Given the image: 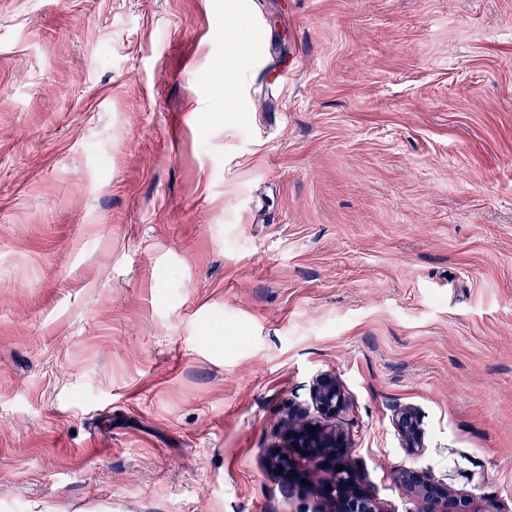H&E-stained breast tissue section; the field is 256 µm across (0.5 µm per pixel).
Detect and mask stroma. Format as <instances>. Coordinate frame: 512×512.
<instances>
[{"instance_id": "1", "label": "stroma", "mask_w": 512, "mask_h": 512, "mask_svg": "<svg viewBox=\"0 0 512 512\" xmlns=\"http://www.w3.org/2000/svg\"><path fill=\"white\" fill-rule=\"evenodd\" d=\"M322 371L512 512V0H0V512H320ZM392 423L396 428L402 448L410 454H416L423 448L424 432L421 428L419 414L410 407L398 408L392 416Z\"/></svg>"}]
</instances>
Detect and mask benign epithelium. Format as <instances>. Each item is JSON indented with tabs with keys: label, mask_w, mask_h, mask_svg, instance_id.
I'll return each mask as SVG.
<instances>
[{
	"label": "benign epithelium",
	"mask_w": 512,
	"mask_h": 512,
	"mask_svg": "<svg viewBox=\"0 0 512 512\" xmlns=\"http://www.w3.org/2000/svg\"><path fill=\"white\" fill-rule=\"evenodd\" d=\"M311 398L318 417L306 411L288 412L284 441L286 450H271L266 462L273 471L283 468L279 478L286 484L310 479L315 472H328L331 479L318 486L330 512H382L378 499L363 486L350 462V446L345 433L336 427V419L349 410L343 388L333 373H320L312 383ZM402 447L416 454L423 447L424 432L419 414L410 407L398 408L392 416ZM315 432H310V428ZM342 465L344 470L335 467ZM412 508L407 512H492L480 511L466 497H453L448 488L432 480L425 472L405 468L397 475Z\"/></svg>",
	"instance_id": "1"
}]
</instances>
